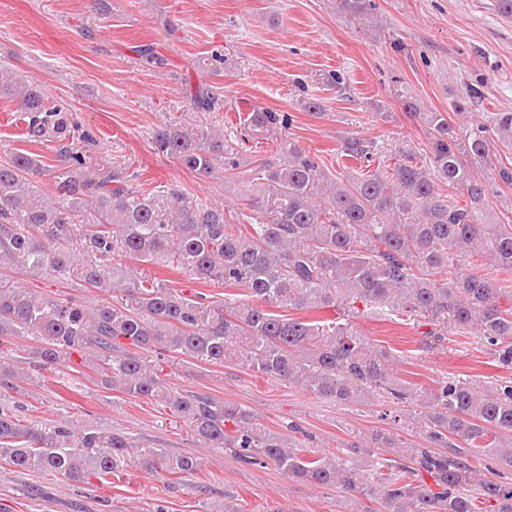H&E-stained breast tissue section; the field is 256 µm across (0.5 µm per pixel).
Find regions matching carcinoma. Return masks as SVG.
Wrapping results in <instances>:
<instances>
[{
	"label": "carcinoma",
	"instance_id": "obj_1",
	"mask_svg": "<svg viewBox=\"0 0 512 512\" xmlns=\"http://www.w3.org/2000/svg\"><path fill=\"white\" fill-rule=\"evenodd\" d=\"M336 8L364 25L376 3L336 0ZM234 65L219 48L207 57L213 75ZM186 98L196 118L159 123L154 152L200 178L218 168L224 178L236 177L245 165L238 142L210 120L224 109V96L205 83L188 87ZM396 98L405 115L429 128L427 157L401 151L391 163L355 174L345 165L333 172L284 135L289 115L261 106L247 113L243 130L254 142H276V150L248 179L247 223L232 224L224 205L179 185L146 192L126 167L88 165L94 136L67 107L49 102L37 80L1 65L0 99L18 106L28 135L56 144L60 164L51 169L20 151L0 164V265L101 291L121 288L130 301L91 307L0 285V341H39L23 360L0 355V461L76 484L107 482L132 465L179 477L199 470L198 457L142 448L124 432L77 420L29 422L11 393L72 367L77 355L101 386L162 403L206 446L245 464H272L303 483L356 493L371 501L360 512H512V481L483 477L471 465L480 455L512 465V380L480 389L445 377L420 391L396 375L392 355L357 324L369 310L420 318L431 326L425 336L439 343L450 330H475L500 367L512 370V306L500 305L512 290L461 264L476 255L512 273V225L489 221V183L474 168L494 165L492 137L512 142V112L496 113L491 129L478 124L459 134L409 93L399 90ZM376 151L375 142L349 135L341 157L372 162ZM42 176L57 198L41 190ZM116 255L174 265L198 281L240 289L242 298L216 305L102 264ZM328 308L341 317L279 313ZM141 350L158 359L172 353L233 362L339 404L372 395L400 408L416 405L427 447L366 475L343 461L308 457L234 403L170 389Z\"/></svg>",
	"mask_w": 512,
	"mask_h": 512
}]
</instances>
